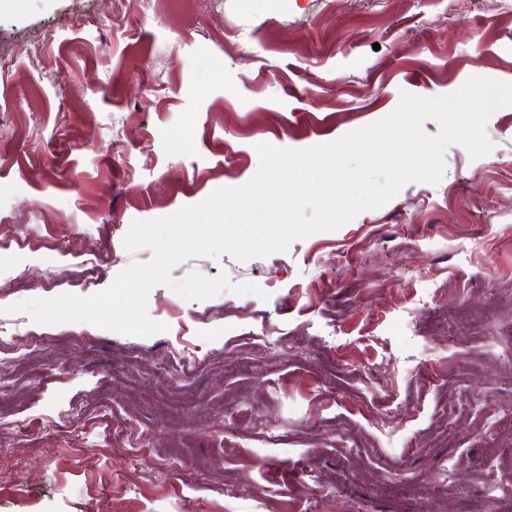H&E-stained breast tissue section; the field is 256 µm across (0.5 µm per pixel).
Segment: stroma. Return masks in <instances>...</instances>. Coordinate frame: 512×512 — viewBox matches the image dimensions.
Masks as SVG:
<instances>
[{"mask_svg":"<svg viewBox=\"0 0 512 512\" xmlns=\"http://www.w3.org/2000/svg\"><path fill=\"white\" fill-rule=\"evenodd\" d=\"M0 54V322L44 339L0 351V512H512L483 494L512 452V107L438 184L171 271L262 296L155 286L147 337L7 310L148 261L132 220L244 184L256 144L512 82V0H17Z\"/></svg>","mask_w":512,"mask_h":512,"instance_id":"1","label":"stroma"}]
</instances>
